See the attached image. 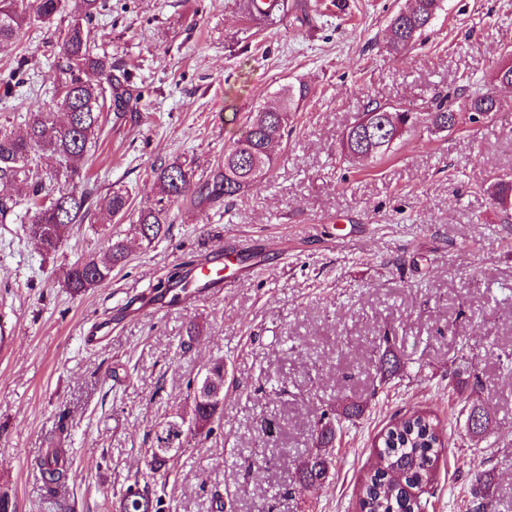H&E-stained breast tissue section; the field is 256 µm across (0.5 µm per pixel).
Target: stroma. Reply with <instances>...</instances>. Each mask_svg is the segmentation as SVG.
<instances>
[{
    "label": "stroma",
    "mask_w": 512,
    "mask_h": 512,
    "mask_svg": "<svg viewBox=\"0 0 512 512\" xmlns=\"http://www.w3.org/2000/svg\"><path fill=\"white\" fill-rule=\"evenodd\" d=\"M309 19L255 26L243 0H112L93 50L141 94L137 117L105 121L87 168L97 208L113 190L132 210L153 202L155 164L180 158L205 172L240 134L248 112L307 84L277 165L226 207L174 212L166 239L146 247L128 218L81 225L44 254L23 221L0 223V306L17 342L0 360V496L11 512H119L150 476L162 512H360L379 435L412 411L435 417L447 444L425 512H467L474 475H493L494 512H512V205L490 186L512 179V118L418 127L374 162L341 152L342 133L371 102L419 110L439 94L491 77L512 51V0H445L421 42L387 48L406 0H306ZM55 38L24 29L0 46V73L28 61L34 87L0 92V127L20 130L53 92ZM498 90V89H495ZM512 99V90H498ZM125 239L128 263L80 294L75 262ZM239 248L228 284L163 302L154 287L185 258ZM398 359L383 374L374 346ZM96 337L93 345L85 337ZM224 362L212 432L188 431L167 471L153 472L158 422L191 417L189 382ZM491 432L471 438L474 400ZM329 476L299 486L320 419L342 403ZM64 448L79 476L48 498L36 466ZM263 467L252 466L256 456Z\"/></svg>",
    "instance_id": "obj_1"
}]
</instances>
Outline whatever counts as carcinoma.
<instances>
[{
	"label": "carcinoma",
	"mask_w": 512,
	"mask_h": 512,
	"mask_svg": "<svg viewBox=\"0 0 512 512\" xmlns=\"http://www.w3.org/2000/svg\"><path fill=\"white\" fill-rule=\"evenodd\" d=\"M262 14L299 11L307 17L304 0H250ZM444 0H409V5L396 11L389 23V48L401 53L414 47L431 28L442 11ZM112 12L110 0H0V45L15 40L32 25L47 29L58 18L68 17L59 33V54L55 63L56 91L50 102L32 113L21 134L0 129V183L15 186L17 195L0 197V219L17 214L26 204L35 208L26 233L45 254L58 251L66 230L95 216L92 190L82 183V171L88 151L96 143L102 128L106 107L118 109L117 120L133 111L134 95L112 72V58L93 52L94 22ZM309 89L302 85L294 91L286 88L278 93L277 103L249 113L238 138L224 147V159L207 172L196 175L188 164L174 159L153 169L159 185V197L137 212L133 224L147 246L165 238L172 223L174 207L198 211L217 203L234 200L241 193L269 176L278 162L275 147L288 133L289 120L306 100ZM63 112L62 123L56 114ZM499 112H512V101L492 100L490 92L472 90L468 86L455 89L453 95L438 96L424 112H414L396 104L373 103L361 117L349 125L342 138L343 151L353 157L374 159L390 150L401 136L417 125L435 131L448 130V114L468 119L487 118ZM49 152L58 158L57 187L47 184L35 162ZM493 203L503 206L512 199V181L501 179L492 186ZM129 195L112 192L105 212L98 216L102 224H110L130 209ZM128 251L124 240L109 239L103 255L73 264L64 277L70 291L85 292L109 279L112 271L124 266ZM198 266L194 257L177 264L155 289L170 290L189 283ZM203 385L193 388L194 407L191 420L176 414L158 424L157 447L152 449L154 470L158 471L181 452L178 444L183 428L201 431L220 417L218 403L202 393ZM491 412L487 404L474 405L467 415V429L475 437L489 433ZM445 445L439 422L425 412H412L380 434L378 454L383 466L375 469L360 488L361 512H424L426 504L413 490L428 485L434 465ZM47 493L74 480L75 474L66 461V449L55 448L37 461ZM328 461L319 454L307 459L301 486L313 491L328 474ZM490 474L475 475V488L470 512H488L492 505Z\"/></svg>",
	"instance_id": "cac0c4a2"
}]
</instances>
